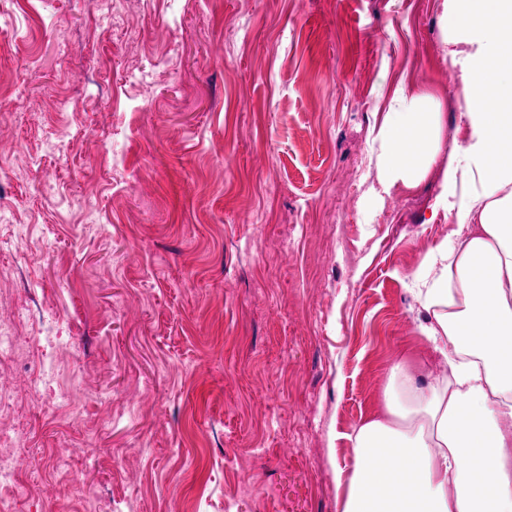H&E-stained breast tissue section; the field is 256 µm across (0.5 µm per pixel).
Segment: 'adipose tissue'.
Here are the masks:
<instances>
[{"label": "adipose tissue", "instance_id": "ef3b65f1", "mask_svg": "<svg viewBox=\"0 0 512 512\" xmlns=\"http://www.w3.org/2000/svg\"><path fill=\"white\" fill-rule=\"evenodd\" d=\"M440 22L467 139L446 147L441 99L402 87L369 160L387 193L448 158L436 205L455 228L428 250L417 294L445 369L426 380L390 367L383 411L349 436L339 512H512V0H442Z\"/></svg>", "mask_w": 512, "mask_h": 512}]
</instances>
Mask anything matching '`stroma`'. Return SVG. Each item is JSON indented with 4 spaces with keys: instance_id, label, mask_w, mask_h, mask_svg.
I'll return each instance as SVG.
<instances>
[{
    "instance_id": "35a3bbf8",
    "label": "stroma",
    "mask_w": 512,
    "mask_h": 512,
    "mask_svg": "<svg viewBox=\"0 0 512 512\" xmlns=\"http://www.w3.org/2000/svg\"><path fill=\"white\" fill-rule=\"evenodd\" d=\"M441 3L123 0L106 25L99 0H31L0 24V89L27 88L0 101V319L69 338L73 394L41 409L31 371L0 360L34 453L32 496L4 512H86L87 488L107 512H337L389 367L439 374L413 286L453 228L431 214L448 160L367 193L400 86L440 97L447 142L466 138ZM53 124L67 158L43 145Z\"/></svg>"
}]
</instances>
